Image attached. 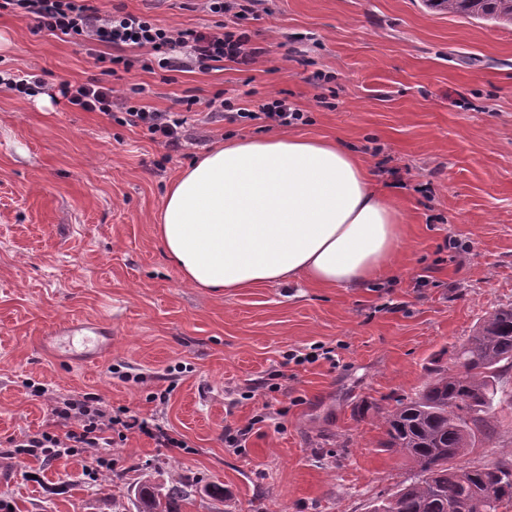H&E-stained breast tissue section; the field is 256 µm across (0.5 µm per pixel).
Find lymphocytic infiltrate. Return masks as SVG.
<instances>
[{
  "mask_svg": "<svg viewBox=\"0 0 512 512\" xmlns=\"http://www.w3.org/2000/svg\"><path fill=\"white\" fill-rule=\"evenodd\" d=\"M256 0H204L207 12L216 15L214 26L204 30L173 29L163 26L149 15L122 10L104 12L88 0H0V13L28 18L37 31L65 38L88 47H112L109 56H95L101 67V78L82 84L63 83L60 94L69 104L85 112H98L122 126L145 129L151 140L172 151L182 149L191 140L189 116L194 106L202 104L206 117L213 122L244 123L260 121L268 126L288 127L307 124L304 110L284 98H269L258 109L234 108L223 93L202 101L196 95L180 97L176 107L159 110L148 106L140 97V88L114 96L107 78L132 67L126 52H141V67L146 72L208 71L218 63L230 61L251 66L266 55V47L253 43L250 32L243 27L253 14ZM58 418L76 421V428L64 434L42 432L16 441L17 452L30 456L54 459L72 453L77 448H108L116 440L125 439L128 431L136 429L152 438L157 447L181 448L183 439L173 431L134 416L112 415L89 406L87 400L73 399L57 409Z\"/></svg>",
  "mask_w": 512,
  "mask_h": 512,
  "instance_id": "obj_1",
  "label": "lymphocytic infiltrate"
}]
</instances>
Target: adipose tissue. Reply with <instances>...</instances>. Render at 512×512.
Here are the masks:
<instances>
[{
    "label": "adipose tissue",
    "instance_id": "1",
    "mask_svg": "<svg viewBox=\"0 0 512 512\" xmlns=\"http://www.w3.org/2000/svg\"><path fill=\"white\" fill-rule=\"evenodd\" d=\"M158 238L187 285L244 290L301 279L365 284L390 269L404 233L350 150L271 136L225 141L181 171Z\"/></svg>",
    "mask_w": 512,
    "mask_h": 512
}]
</instances>
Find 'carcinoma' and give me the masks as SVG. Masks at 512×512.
Returning a JSON list of instances; mask_svg holds the SVG:
<instances>
[{
    "label": "carcinoma",
    "instance_id": "obj_1",
    "mask_svg": "<svg viewBox=\"0 0 512 512\" xmlns=\"http://www.w3.org/2000/svg\"><path fill=\"white\" fill-rule=\"evenodd\" d=\"M438 12L512 25V0H423ZM512 376V305L489 313L454 351L451 362L428 371L424 385L382 412L386 447L414 464V472L371 512H501L512 504V460L463 467L477 439L500 437L497 407ZM140 512H173L187 486L143 481Z\"/></svg>",
    "mask_w": 512,
    "mask_h": 512
}]
</instances>
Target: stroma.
<instances>
[{
  "label": "stroma",
  "mask_w": 512,
  "mask_h": 512,
  "mask_svg": "<svg viewBox=\"0 0 512 512\" xmlns=\"http://www.w3.org/2000/svg\"><path fill=\"white\" fill-rule=\"evenodd\" d=\"M95 4L172 28L213 22L199 2ZM255 11L245 26L270 49L262 63L168 81L136 66L120 87L143 88L160 110L219 91L244 107L278 95L307 110L291 134L338 140L395 201L406 236L394 267L347 288L186 285L156 234L170 182L225 138L277 128L202 123V142L168 151L60 96L61 83L100 74L84 47L0 15V58L45 81L25 99L0 89V498L13 512H139L147 477L193 484L175 512H370L411 474L381 446V411L512 304V27L422 0H258ZM77 319L106 337L97 359L77 341H45ZM314 344L333 359L287 362ZM85 395L186 448L131 430L50 461L14 452L22 436L60 431L55 407ZM247 425L245 447H227Z\"/></svg>",
  "instance_id": "35a3bbf8"
}]
</instances>
